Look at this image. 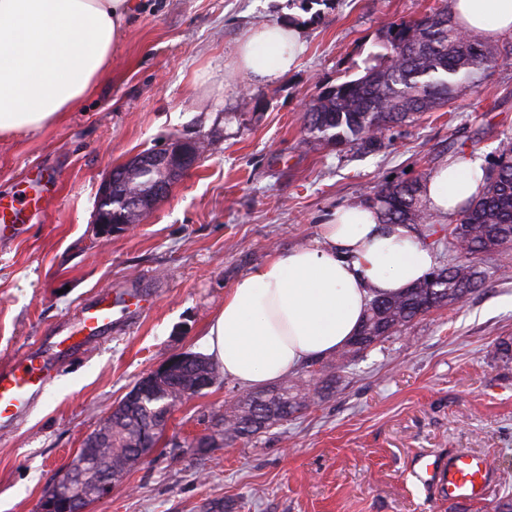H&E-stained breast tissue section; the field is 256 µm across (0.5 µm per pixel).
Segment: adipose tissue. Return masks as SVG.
I'll list each match as a JSON object with an SVG mask.
<instances>
[{
	"instance_id": "ef3b65f1",
	"label": "adipose tissue",
	"mask_w": 512,
	"mask_h": 512,
	"mask_svg": "<svg viewBox=\"0 0 512 512\" xmlns=\"http://www.w3.org/2000/svg\"><path fill=\"white\" fill-rule=\"evenodd\" d=\"M129 0H0V136L58 123L107 70ZM465 30L512 34V0H452ZM296 29L259 25L243 36L236 66L275 84L295 66ZM479 160L457 157L427 181L423 198L454 217L476 195ZM436 264L404 224H384L364 202L343 205L308 242L267 258L224 294L205 344L225 378L257 388L334 355L359 330L369 302L404 292Z\"/></svg>"
}]
</instances>
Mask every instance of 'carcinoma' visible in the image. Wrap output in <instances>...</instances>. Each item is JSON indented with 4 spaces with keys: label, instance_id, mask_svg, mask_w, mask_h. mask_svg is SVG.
Returning a JSON list of instances; mask_svg holds the SVG:
<instances>
[{
    "label": "carcinoma",
    "instance_id": "carcinoma-1",
    "mask_svg": "<svg viewBox=\"0 0 512 512\" xmlns=\"http://www.w3.org/2000/svg\"><path fill=\"white\" fill-rule=\"evenodd\" d=\"M389 38L370 55L364 74L325 89L304 116L309 134L327 143L350 145L365 152L384 145L386 132L413 117L435 112L463 91H478L488 71L512 57V44L487 39L479 31L461 30L447 0L418 20L392 23ZM433 171L409 181L384 185L372 205L384 224H431L433 214L422 198ZM165 182L164 172L130 170L124 190L140 192ZM448 237L458 257L434 269L403 293L374 298L360 326L367 343L345 348L330 368L340 370L348 359L375 348L415 319L463 301L482 281L474 259L505 254L512 247V140L500 145L498 163L485 171L479 193L461 207ZM216 380L217 370L196 354L175 377L143 388L104 419L101 442L87 441L78 456L109 472L115 481L137 465L139 455L161 437L162 408L200 394L199 375ZM320 393L311 371L291 375L272 389H259L227 405L214 416V427L229 440H251L288 421L306 407L310 393Z\"/></svg>",
    "mask_w": 512,
    "mask_h": 512
}]
</instances>
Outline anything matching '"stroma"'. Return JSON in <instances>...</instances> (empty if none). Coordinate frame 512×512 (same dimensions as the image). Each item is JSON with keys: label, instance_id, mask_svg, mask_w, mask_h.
Wrapping results in <instances>:
<instances>
[{"label": "stroma", "instance_id": "35a3bbf8", "mask_svg": "<svg viewBox=\"0 0 512 512\" xmlns=\"http://www.w3.org/2000/svg\"><path fill=\"white\" fill-rule=\"evenodd\" d=\"M437 0H133L107 72L61 123L0 138V205L40 176L56 188L26 224L0 234V366L53 355V331L99 291L135 288L149 310L116 312L109 334L56 359L51 384L18 424L0 428V512H39L58 472L147 373L205 352L224 292L276 250L312 238L330 211L390 180L467 155L483 168L512 137V62L480 94L388 132L363 153L314 139L305 112L324 87ZM288 22L296 67L257 84L234 67L244 33ZM201 135L198 163L130 232L100 235L103 180L137 154ZM482 285L432 311L337 373L332 392L251 442L206 452L192 441L246 395L217 378L184 400L146 463L86 512H493L512 493V267L482 256ZM486 456L487 498L451 503L411 473L414 458Z\"/></svg>", "mask_w": 512, "mask_h": 512}]
</instances>
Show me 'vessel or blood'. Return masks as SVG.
<instances>
[{"label":"vessel or blood","instance_id":"obj_1","mask_svg":"<svg viewBox=\"0 0 512 512\" xmlns=\"http://www.w3.org/2000/svg\"><path fill=\"white\" fill-rule=\"evenodd\" d=\"M30 199L17 195L8 207L0 209V224H20L26 218ZM134 291L111 292L96 296L80 305L73 324L66 326V346L63 355H70L81 346L77 334L95 338L105 334L112 326L117 302L134 299ZM55 366L40 355L30 354L9 365L0 367V425L17 421L30 400L42 393L54 378ZM415 474L435 487L449 501H475L483 499L492 480L488 462L480 456L459 453L445 458L419 459Z\"/></svg>","mask_w":512,"mask_h":512}]
</instances>
